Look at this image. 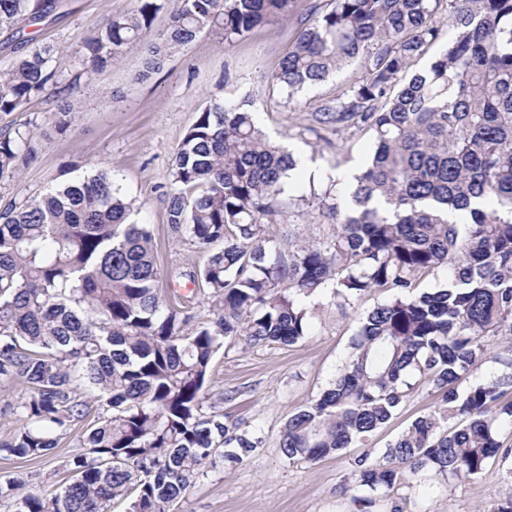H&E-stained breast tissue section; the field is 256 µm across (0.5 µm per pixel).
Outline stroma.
Segmentation results:
<instances>
[{
	"mask_svg": "<svg viewBox=\"0 0 512 512\" xmlns=\"http://www.w3.org/2000/svg\"><path fill=\"white\" fill-rule=\"evenodd\" d=\"M132 5L133 0H58L53 18L0 28V70L9 69L33 46L50 44L59 48L52 66L61 82H79L75 131L58 133L50 121L65 99L61 93L34 98L21 112L0 113V128L30 121L41 126L35 159L18 181L0 185V207L105 169L122 192L140 204L137 219L151 230L158 265L188 272L200 269L205 253L171 240L165 194L174 151L196 112L213 101L250 102L258 127L299 159L295 188L312 183L325 190L338 174L363 170L373 150L371 131H328L319 138L299 120L362 79L363 60L293 96L273 79L299 26L296 17L258 26L230 46L221 32H204L143 82L135 79L144 63L138 47L93 81L81 80L78 40ZM387 298L386 291L375 290L342 311L330 295L314 296L307 301L311 332L298 343L224 345L212 362L211 391L225 395V414L256 429L264 446L236 468L208 471L174 512H360L347 488L355 459L363 453L378 456L416 418L434 411L438 396L415 386L398 413L362 448L315 463H288L279 440L288 417L310 405L344 369L360 315ZM499 439L509 455L489 458L477 479L447 481L429 471L395 490V497L419 501L424 512H491L512 497V426H502ZM78 447L74 433L46 458H0V477L54 482L65 456Z\"/></svg>",
	"mask_w": 512,
	"mask_h": 512,
	"instance_id": "stroma-1",
	"label": "stroma"
}]
</instances>
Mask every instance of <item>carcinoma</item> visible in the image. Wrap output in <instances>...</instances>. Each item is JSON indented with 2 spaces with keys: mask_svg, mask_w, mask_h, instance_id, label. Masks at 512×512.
I'll use <instances>...</instances> for the list:
<instances>
[{
  "mask_svg": "<svg viewBox=\"0 0 512 512\" xmlns=\"http://www.w3.org/2000/svg\"><path fill=\"white\" fill-rule=\"evenodd\" d=\"M300 0H135L80 42L86 76L133 46L148 78L206 29L231 45ZM331 0L315 5L274 80L294 93L362 57L366 77L307 116L306 130L368 129L374 146L352 203L322 202L332 231L301 243L274 228L294 203L293 155L270 143L247 103L196 113L176 149L167 197L173 238L205 252L181 295L154 254L149 225L106 170L0 210V395L16 418L0 457L38 460L97 410L68 455L65 478L37 484L15 512H173L209 469L235 467L262 447L257 432L211 401L212 361L224 342L290 346L308 335L305 299L326 290L352 306L382 288L366 311L346 370L284 425L280 452L315 462L381 428L413 389L440 396L378 460L355 461L350 483L362 512H423L390 490L421 471L475 478L512 425V0ZM55 0H0V26L35 23ZM170 21L153 23L163 9ZM456 30L429 67L398 84L423 48ZM43 45L0 70V113L26 108L58 84ZM77 103L53 113L71 130ZM40 125L0 130V183L36 155ZM464 210V220L448 213ZM448 270L432 290L421 278ZM208 305L210 318L198 312ZM502 336L500 375L476 376L486 337ZM454 421L448 426V421Z\"/></svg>",
  "mask_w": 512,
  "mask_h": 512,
  "instance_id": "carcinoma-1",
  "label": "carcinoma"
}]
</instances>
